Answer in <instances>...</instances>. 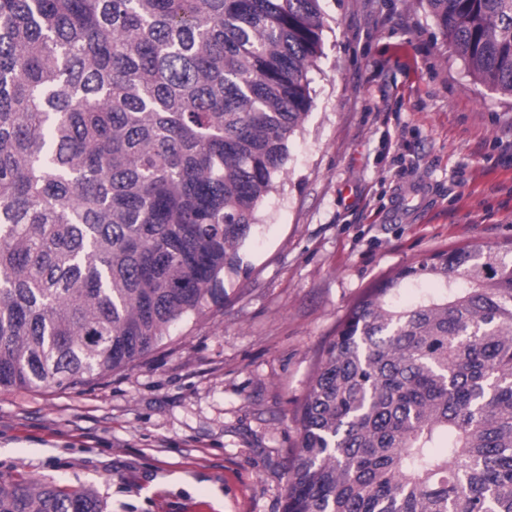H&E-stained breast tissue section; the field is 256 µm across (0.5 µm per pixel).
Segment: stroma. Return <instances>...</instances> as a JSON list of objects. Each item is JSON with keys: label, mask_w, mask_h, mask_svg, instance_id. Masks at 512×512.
<instances>
[{"label": "stroma", "mask_w": 512, "mask_h": 512, "mask_svg": "<svg viewBox=\"0 0 512 512\" xmlns=\"http://www.w3.org/2000/svg\"><path fill=\"white\" fill-rule=\"evenodd\" d=\"M312 108L224 275V301L129 369L0 391V476L105 512H282L310 378L369 288L434 254L512 244V96L424 0H321Z\"/></svg>", "instance_id": "35a3bbf8"}]
</instances>
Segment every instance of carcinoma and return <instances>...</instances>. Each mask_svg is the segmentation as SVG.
<instances>
[{"label": "carcinoma", "instance_id": "1", "mask_svg": "<svg viewBox=\"0 0 512 512\" xmlns=\"http://www.w3.org/2000/svg\"><path fill=\"white\" fill-rule=\"evenodd\" d=\"M321 0H0V389L135 366L224 297L311 108ZM512 95V0H425ZM413 298H403L406 289ZM282 512H512V261L365 293L302 405ZM0 512H103L0 479Z\"/></svg>", "mask_w": 512, "mask_h": 512}]
</instances>
